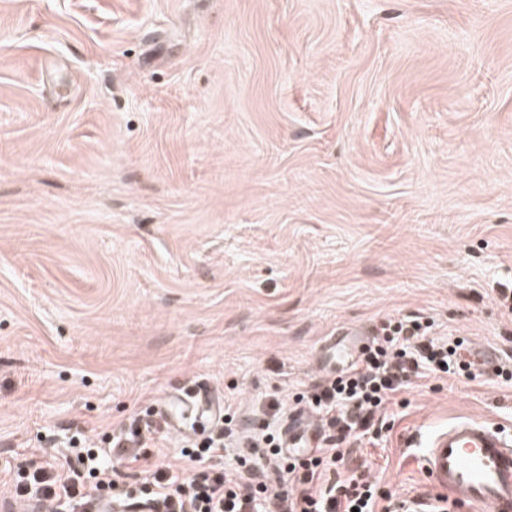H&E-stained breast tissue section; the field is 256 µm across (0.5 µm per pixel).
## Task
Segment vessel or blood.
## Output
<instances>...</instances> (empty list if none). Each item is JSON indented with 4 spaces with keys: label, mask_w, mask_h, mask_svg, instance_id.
<instances>
[{
    "label": "vessel or blood",
    "mask_w": 512,
    "mask_h": 512,
    "mask_svg": "<svg viewBox=\"0 0 512 512\" xmlns=\"http://www.w3.org/2000/svg\"><path fill=\"white\" fill-rule=\"evenodd\" d=\"M168 405L184 407L206 424L221 411L219 401L201 390L173 396ZM424 463L430 480L450 496L478 508L512 512V435L478 420L459 419L428 438Z\"/></svg>",
    "instance_id": "vessel-or-blood-1"
}]
</instances>
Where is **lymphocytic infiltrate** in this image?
I'll return each instance as SVG.
<instances>
[{
  "instance_id": "lymphocytic-infiltrate-1",
  "label": "lymphocytic infiltrate",
  "mask_w": 512,
  "mask_h": 512,
  "mask_svg": "<svg viewBox=\"0 0 512 512\" xmlns=\"http://www.w3.org/2000/svg\"><path fill=\"white\" fill-rule=\"evenodd\" d=\"M464 341L428 336L420 317H386L364 344L358 359L329 379L309 402L312 413L329 428L324 447L287 453L281 437L243 441L234 414L216 422L189 461L204 465L190 476L164 462L142 463L146 437L137 427L113 433L106 447L76 434L61 465L35 470L16 497L51 512L67 500L73 512H91L93 502L137 503L153 512H397L391 493H378L365 473L353 468L346 439L363 440L395 393L420 369L448 374L470 371ZM249 451L235 469H225L228 445ZM141 466L138 496L116 489L119 467Z\"/></svg>"
}]
</instances>
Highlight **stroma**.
Listing matches in <instances>:
<instances>
[{
    "instance_id": "1",
    "label": "stroma",
    "mask_w": 512,
    "mask_h": 512,
    "mask_svg": "<svg viewBox=\"0 0 512 512\" xmlns=\"http://www.w3.org/2000/svg\"><path fill=\"white\" fill-rule=\"evenodd\" d=\"M509 279L512 0H0V504L172 393L287 429L341 328L420 316L512 370ZM463 417L512 433V381L415 380L356 458L437 495Z\"/></svg>"
}]
</instances>
